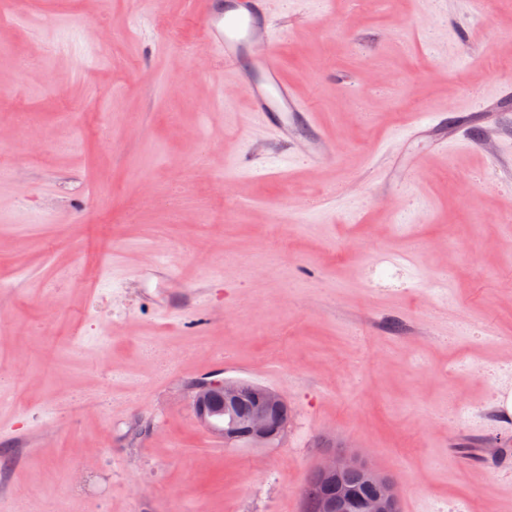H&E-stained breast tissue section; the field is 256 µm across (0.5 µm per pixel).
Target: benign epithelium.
I'll return each mask as SVG.
<instances>
[{
    "instance_id": "obj_1",
    "label": "benign epithelium",
    "mask_w": 512,
    "mask_h": 512,
    "mask_svg": "<svg viewBox=\"0 0 512 512\" xmlns=\"http://www.w3.org/2000/svg\"><path fill=\"white\" fill-rule=\"evenodd\" d=\"M250 397L249 410L233 419L235 429L217 428L218 416L235 410L244 397ZM187 398L195 419L218 435L233 436L243 432L253 447L263 448L268 442L283 435L291 421L288 401L277 391L258 388L244 379L207 380L194 382L187 388ZM315 471L327 485L322 501L323 512H399L396 483L376 471L365 459L348 449H327L319 458ZM350 472L360 473L377 488L372 497L356 499L346 484Z\"/></svg>"
}]
</instances>
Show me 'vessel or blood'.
Instances as JSON below:
<instances>
[{"label":"vessel or blood","instance_id":"vessel-or-blood-1","mask_svg":"<svg viewBox=\"0 0 512 512\" xmlns=\"http://www.w3.org/2000/svg\"><path fill=\"white\" fill-rule=\"evenodd\" d=\"M194 12L207 48L245 87L251 110L264 115L277 141L312 167L333 152L313 107L282 77L265 0H194Z\"/></svg>","mask_w":512,"mask_h":512}]
</instances>
